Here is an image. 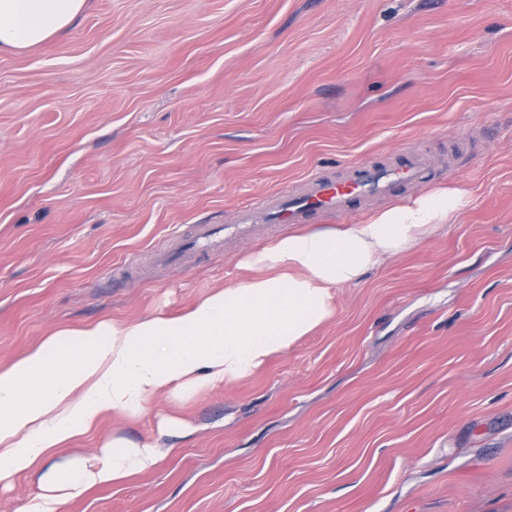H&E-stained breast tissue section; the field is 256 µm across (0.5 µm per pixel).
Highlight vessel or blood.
<instances>
[{
	"mask_svg": "<svg viewBox=\"0 0 512 512\" xmlns=\"http://www.w3.org/2000/svg\"><path fill=\"white\" fill-rule=\"evenodd\" d=\"M428 164L419 156H411L399 167L366 168L352 165L348 172L336 179L322 176L308 179L300 193H273L261 202L248 203L238 211L239 232H248L256 218H264L272 224H295L309 212H345L354 198H367L387 194L392 185L403 182L417 186L427 178ZM222 227L212 224L196 225L192 235L182 237L183 247L197 250L219 244Z\"/></svg>",
	"mask_w": 512,
	"mask_h": 512,
	"instance_id": "vessel-or-blood-1",
	"label": "vessel or blood"
}]
</instances>
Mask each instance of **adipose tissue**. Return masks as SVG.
Here are the masks:
<instances>
[{
	"label": "adipose tissue",
	"mask_w": 512,
	"mask_h": 512,
	"mask_svg": "<svg viewBox=\"0 0 512 512\" xmlns=\"http://www.w3.org/2000/svg\"><path fill=\"white\" fill-rule=\"evenodd\" d=\"M86 3L0 0V54L60 35ZM467 203V191L438 187L361 224L310 225L251 252L234 283L179 314L102 319L52 332L0 368V481L41 469V492L23 512H60L92 486L148 469L158 448L120 438L92 460L60 465L51 457L112 411L134 418L151 398H189L287 354L331 318L337 289L358 284L371 268L459 217Z\"/></svg>",
	"instance_id": "adipose-tissue-1"
}]
</instances>
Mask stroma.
<instances>
[{"label": "stroma", "mask_w": 512, "mask_h": 512, "mask_svg": "<svg viewBox=\"0 0 512 512\" xmlns=\"http://www.w3.org/2000/svg\"><path fill=\"white\" fill-rule=\"evenodd\" d=\"M413 153L429 187L468 191L461 216L253 376L56 449L165 453L61 512H512V0H88L0 55V368L231 283L289 231L235 235L242 202ZM197 224L222 247L154 257ZM164 416L182 426L162 437Z\"/></svg>", "instance_id": "stroma-1"}]
</instances>
